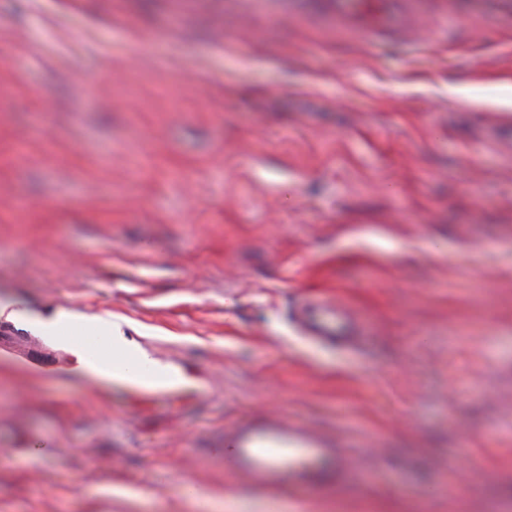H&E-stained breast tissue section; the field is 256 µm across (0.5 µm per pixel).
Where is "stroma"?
I'll use <instances>...</instances> for the list:
<instances>
[{
  "mask_svg": "<svg viewBox=\"0 0 512 512\" xmlns=\"http://www.w3.org/2000/svg\"><path fill=\"white\" fill-rule=\"evenodd\" d=\"M288 2L0 0V295L181 380L80 381L0 319V512H512V0L371 50ZM336 297L364 337L299 336ZM263 415L352 468L228 480Z\"/></svg>",
  "mask_w": 512,
  "mask_h": 512,
  "instance_id": "obj_1",
  "label": "stroma"
}]
</instances>
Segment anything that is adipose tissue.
<instances>
[{
  "mask_svg": "<svg viewBox=\"0 0 512 512\" xmlns=\"http://www.w3.org/2000/svg\"><path fill=\"white\" fill-rule=\"evenodd\" d=\"M89 326L98 335L111 340L112 356L108 359H96L79 355L77 374L80 378L103 385L113 384L153 392H164L177 384V376L161 367L154 368L152 375L142 374L139 365L147 361L148 356L133 340L126 337L121 326L102 319L91 320Z\"/></svg>",
  "mask_w": 512,
  "mask_h": 512,
  "instance_id": "1",
  "label": "adipose tissue"
}]
</instances>
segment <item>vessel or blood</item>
<instances>
[{"instance_id":"1","label":"vessel or blood","mask_w":512,"mask_h":512,"mask_svg":"<svg viewBox=\"0 0 512 512\" xmlns=\"http://www.w3.org/2000/svg\"><path fill=\"white\" fill-rule=\"evenodd\" d=\"M435 13L434 0H306L301 12H289L288 17H314L337 37L370 48L388 39L426 38ZM364 327L363 319L339 299H320L302 309L300 329L313 340H333ZM56 336L82 339L93 354L107 345L106 337L84 334L82 326L70 322L62 323ZM225 439V469L270 486L304 490L323 481L325 471L304 466L308 456L328 458L339 473L350 466L333 441L280 418L240 422Z\"/></svg>"}]
</instances>
